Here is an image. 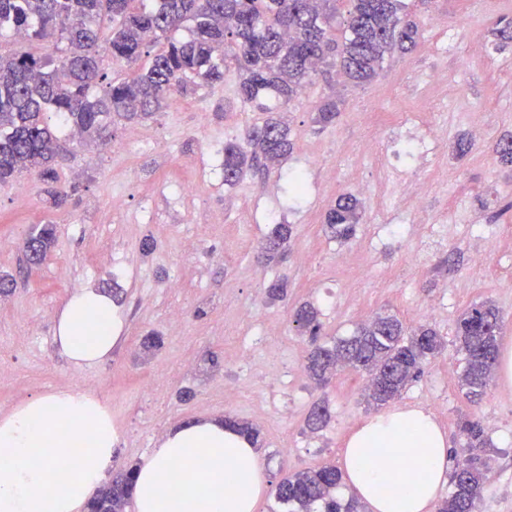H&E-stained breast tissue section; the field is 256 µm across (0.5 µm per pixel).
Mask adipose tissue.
<instances>
[{"label": "adipose tissue", "mask_w": 512, "mask_h": 512, "mask_svg": "<svg viewBox=\"0 0 512 512\" xmlns=\"http://www.w3.org/2000/svg\"><path fill=\"white\" fill-rule=\"evenodd\" d=\"M124 319L111 297L83 288L64 302L54 343L74 366L112 356ZM117 435L87 389L29 400L0 417V512H83L112 466ZM449 450L430 413L396 408L365 420L345 442L348 484L373 512H434ZM268 488L258 454L237 429L200 419L171 429L144 456L137 512H254Z\"/></svg>", "instance_id": "ef3b65f1"}]
</instances>
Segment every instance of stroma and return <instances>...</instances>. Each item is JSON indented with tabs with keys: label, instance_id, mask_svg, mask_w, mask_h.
Segmentation results:
<instances>
[{
	"label": "stroma",
	"instance_id": "1",
	"mask_svg": "<svg viewBox=\"0 0 512 512\" xmlns=\"http://www.w3.org/2000/svg\"><path fill=\"white\" fill-rule=\"evenodd\" d=\"M422 26L417 49L388 61L371 84L351 87L339 79H316L285 114L296 142L283 170L303 168L308 190L301 203L278 189L276 174L224 184L220 163L224 141L239 136L260 117L257 105L234 93L235 73L223 84L175 95L154 119L114 126L109 146L75 149L59 162L61 183L74 187L54 205L34 175L0 185V273L16 277L13 293L0 296V362L12 373L0 377V415L31 399L69 388L95 392L110 407L118 436L115 465L139 464L171 428L203 417L233 416L256 426L257 446L269 483L288 472L341 465L347 438L373 416L363 395V376L344 370L318 387L305 370L308 337L290 313L310 301L321 310L322 333L346 336L355 323L388 311L407 325L435 329L445 340L423 376L396 399L399 407L430 411L451 450L464 452L460 417L481 421L491 440L492 477L479 512H512V388L492 380L479 402L466 399L457 383L455 328L470 304L490 300L503 312L502 345L512 346V243L491 244L456 223V202L467 196L485 224L512 227V171L489 148L501 132H512V44L497 48L492 30L512 20V0H408ZM443 73L447 82L427 81ZM344 100L335 124L315 123V107L330 92ZM479 112L485 140L471 153L452 156L458 135L469 134L468 112ZM440 126V154L424 165L401 153L388 133L404 115ZM393 166L431 185L423 223L406 209L386 208L382 197L400 194L394 178L380 179L371 154L362 150L371 132ZM148 144L133 149V134ZM193 182V196L175 202L180 183ZM369 185L362 194L364 217L355 237L330 239L325 211L336 197ZM121 198L113 208V198ZM293 227L280 256L268 261L260 248L275 224ZM54 224L58 238L46 260L23 262L22 243L35 224ZM447 224L446 241L425 248L431 225ZM154 251L142 254L144 236ZM487 258L475 281L469 269L478 254ZM288 295L271 300L273 281ZM119 287L125 327L111 359L78 369L55 348V314L81 288ZM442 300L441 316L426 308ZM183 311L171 325L170 305ZM250 311L242 321V311ZM278 320L276 339L284 373L273 381L239 365L236 355L261 351L264 321ZM160 344L145 350L148 333ZM159 381L157 390L146 385ZM241 399L225 404V389ZM329 404L331 419L319 433L305 426L314 402Z\"/></svg>",
	"mask_w": 512,
	"mask_h": 512
}]
</instances>
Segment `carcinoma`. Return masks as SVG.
Returning <instances> with one entry per match:
<instances>
[{"label":"carcinoma","mask_w":512,"mask_h":512,"mask_svg":"<svg viewBox=\"0 0 512 512\" xmlns=\"http://www.w3.org/2000/svg\"><path fill=\"white\" fill-rule=\"evenodd\" d=\"M190 26L191 35L174 33ZM0 31H22L30 41L52 35L63 51L55 63L30 52L0 54V183L29 172L47 186L54 203L69 192L58 186L56 158L64 151L59 133L106 143L118 122L153 118L177 94L224 81L233 62L239 80L235 93L243 103L275 94L290 105L312 76L335 65L355 86L372 82L396 53L414 50L419 24L408 18L405 0H0ZM106 44L112 63L132 75L110 74L98 48ZM246 125L241 139L224 142V185L234 187L249 174L279 168L292 152L291 129L279 113ZM339 102L326 98L315 122H336ZM499 162L512 167V134L491 145ZM362 219L361 202L340 195L325 213L334 240L348 241ZM57 225L36 224L27 234L25 261L39 264L57 239ZM291 236L288 224L275 225L266 252L283 247ZM292 322L315 347L307 371L319 383L343 367L366 374L367 397L384 406L423 374V365L442 352L445 341L427 327L406 332L395 315L380 314L348 336L317 343L321 323L309 303L297 307ZM502 315L490 300L473 303L461 313L456 328L461 389L470 401L481 399L499 357ZM321 403L311 408L307 429L316 433L328 422ZM457 427L467 453L454 460L448 498L438 512H477L481 490L491 478L488 440L479 421L464 416ZM135 467L129 466L104 484L88 502V512H126ZM343 475L334 466L300 471L282 478L274 499L289 512H361L359 501L337 495Z\"/></svg>","instance_id":"cac0c4a2"}]
</instances>
